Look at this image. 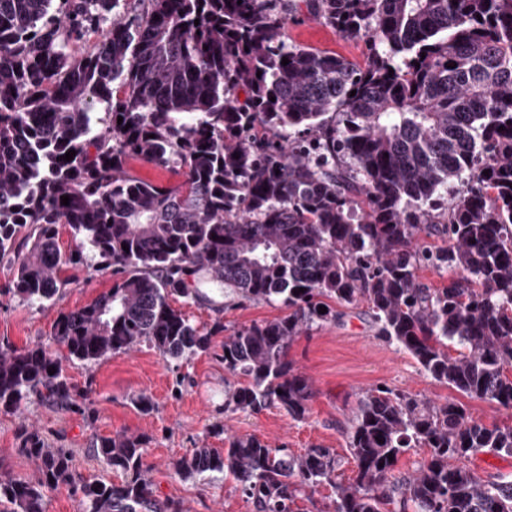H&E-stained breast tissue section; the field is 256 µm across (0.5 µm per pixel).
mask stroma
<instances>
[{
  "mask_svg": "<svg viewBox=\"0 0 512 512\" xmlns=\"http://www.w3.org/2000/svg\"><path fill=\"white\" fill-rule=\"evenodd\" d=\"M284 38L288 44L324 50L355 63L363 62L368 52L366 40L343 38L303 12L289 19ZM64 275L67 288L38 308L13 295L12 274L0 267V341L17 347L48 341L59 312L90 303L115 280L111 269L94 262L67 267ZM175 305L208 329L218 323L231 327L270 320L284 313L276 305L246 301L221 312L180 299ZM288 357L311 379L315 392L309 416L302 421L277 407L257 414L225 411L224 389L232 378L214 353L188 361L167 360L144 343L92 364L65 362L67 377L91 388L93 414L65 413L36 402L14 412L0 410V469L18 477L34 475V463L17 451L20 428L30 426L39 430L49 447L71 449L73 463L84 476L109 480L111 468L92 455L89 442L125 430L148 436L145 459L160 496L182 501L186 512H248L232 480L219 474L205 480L185 479L174 472L173 462L202 445L223 447L228 435H255L296 453L313 445L336 449L344 459L340 479L348 483L356 467L347 430L362 390L385 385L433 399L452 394L424 375L407 352L377 338L363 306L296 338ZM142 395L150 398V410L138 406Z\"/></svg>",
  "mask_w": 512,
  "mask_h": 512,
  "instance_id": "1",
  "label": "stroma"
}]
</instances>
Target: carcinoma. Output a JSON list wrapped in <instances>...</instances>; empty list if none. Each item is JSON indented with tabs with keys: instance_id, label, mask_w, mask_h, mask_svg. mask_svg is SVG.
Instances as JSON below:
<instances>
[{
	"instance_id": "obj_1",
	"label": "carcinoma",
	"mask_w": 512,
	"mask_h": 512,
	"mask_svg": "<svg viewBox=\"0 0 512 512\" xmlns=\"http://www.w3.org/2000/svg\"><path fill=\"white\" fill-rule=\"evenodd\" d=\"M301 2L365 39L363 63L287 44ZM88 33L95 46L75 52ZM132 159L181 181L144 180ZM89 254L123 277L58 314L49 341L66 354L0 345L1 409L34 397L86 409L65 360L142 343L170 359L210 352L219 328L193 324L176 297L287 310L224 328L220 358L237 378L226 411L306 419L314 390L288 349L361 303L427 377L512 409V0H0V264L14 295L43 306ZM423 268L453 277L428 288ZM147 442L94 437L92 455L122 475L105 482L24 427L18 451L36 476L0 473L3 512H46L61 486L79 512H185L157 495ZM347 448L348 484L335 449L295 454L255 435L195 448L174 469L232 479L249 512H302L301 494L323 485L330 512H512V479L470 466L512 457V424L476 421L455 397L365 389ZM417 449L413 473L394 475Z\"/></svg>"
}]
</instances>
